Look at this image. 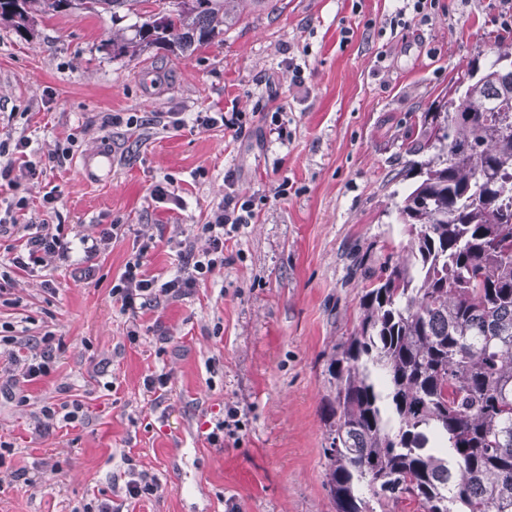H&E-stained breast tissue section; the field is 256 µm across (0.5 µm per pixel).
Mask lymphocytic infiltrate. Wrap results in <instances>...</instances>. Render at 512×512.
Segmentation results:
<instances>
[{
	"label": "lymphocytic infiltrate",
	"mask_w": 512,
	"mask_h": 512,
	"mask_svg": "<svg viewBox=\"0 0 512 512\" xmlns=\"http://www.w3.org/2000/svg\"><path fill=\"white\" fill-rule=\"evenodd\" d=\"M256 217L252 200L238 194L225 193L221 202L211 209L202 224L191 225L176 246L181 266L169 280H159L148 273V255L156 247L151 236H140L134 251L126 261L122 273L112 286V296L121 303L125 312L187 295L205 283L215 271L224 267V239ZM75 243L64 235L61 225L39 224L21 249L10 258L9 264L24 272H35L49 262L67 264ZM9 348V357L22 367L21 375H8L6 384L12 395H20L21 386L48 376L54 361L51 336L32 341L20 336H0V345ZM159 487L156 475L146 469L129 467L127 479L118 500L101 499L86 505L85 512H123L130 500L154 495Z\"/></svg>",
	"instance_id": "lymphocytic-infiltrate-1"
}]
</instances>
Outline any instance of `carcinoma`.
Segmentation results:
<instances>
[{
	"label": "carcinoma",
	"mask_w": 512,
	"mask_h": 512,
	"mask_svg": "<svg viewBox=\"0 0 512 512\" xmlns=\"http://www.w3.org/2000/svg\"><path fill=\"white\" fill-rule=\"evenodd\" d=\"M154 2L158 11H147ZM240 0H0V23L114 21V56L180 53L224 34ZM422 113L418 177L395 204L409 240L362 287L358 325L331 346L324 485L336 512L403 495L423 512H512V45Z\"/></svg>",
	"instance_id": "obj_1"
}]
</instances>
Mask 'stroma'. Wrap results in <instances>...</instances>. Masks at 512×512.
<instances>
[{"label":"stroma","instance_id":"obj_1","mask_svg":"<svg viewBox=\"0 0 512 512\" xmlns=\"http://www.w3.org/2000/svg\"><path fill=\"white\" fill-rule=\"evenodd\" d=\"M403 5L278 0L244 8L223 41L192 55L157 48L135 59L113 56L107 17L49 14L27 39L0 24V139L29 136L41 169L19 190L0 188V215L20 193L32 200L25 224L68 235L134 225L156 238L147 270L165 279L178 267L168 239L205 223L227 190L258 206L206 285L133 316L111 293L133 233L89 263L77 252L68 267L12 273L0 326L52 335L58 350L51 375L26 385L29 403L0 394V512H83L123 483L127 450L160 482L128 512H334L327 352L356 325L365 277L407 242L392 195L408 188L396 175L421 113L505 47L499 0H438L429 22L389 29ZM172 112L185 126L169 124ZM199 112L242 113L247 126L203 128ZM109 113L138 121L106 128ZM274 123L287 139L269 133ZM101 145L112 178L85 180L80 161ZM60 146L73 157L51 165ZM164 178L183 208L152 201ZM50 190L58 201L46 209ZM154 370L171 377L157 407L142 384ZM75 400L82 422L37 431L43 404ZM230 409L235 435L211 447L207 434Z\"/></svg>","mask_w":512,"mask_h":512}]
</instances>
